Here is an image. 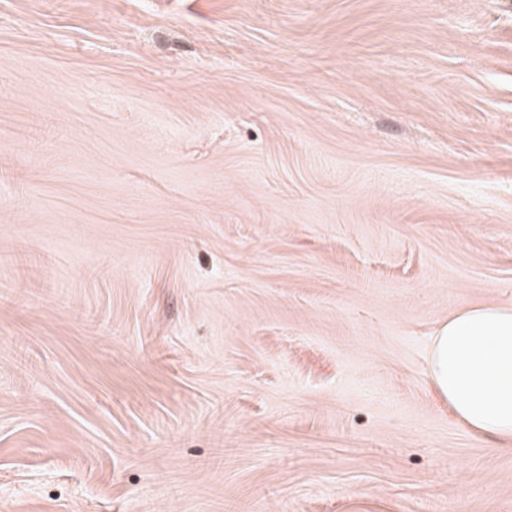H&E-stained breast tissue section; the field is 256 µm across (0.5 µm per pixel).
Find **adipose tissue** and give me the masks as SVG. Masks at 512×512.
I'll use <instances>...</instances> for the list:
<instances>
[{
	"mask_svg": "<svg viewBox=\"0 0 512 512\" xmlns=\"http://www.w3.org/2000/svg\"><path fill=\"white\" fill-rule=\"evenodd\" d=\"M429 377L474 435L512 440V306L477 304L436 329Z\"/></svg>",
	"mask_w": 512,
	"mask_h": 512,
	"instance_id": "adipose-tissue-1",
	"label": "adipose tissue"
}]
</instances>
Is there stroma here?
Listing matches in <instances>:
<instances>
[{"instance_id": "obj_1", "label": "stroma", "mask_w": 512, "mask_h": 512, "mask_svg": "<svg viewBox=\"0 0 512 512\" xmlns=\"http://www.w3.org/2000/svg\"><path fill=\"white\" fill-rule=\"evenodd\" d=\"M484 302L512 0H0V512H512ZM429 377L472 434L512 440V306L477 304L436 329Z\"/></svg>"}]
</instances>
